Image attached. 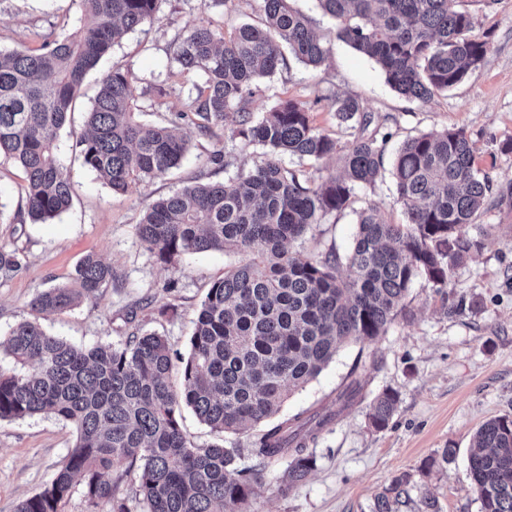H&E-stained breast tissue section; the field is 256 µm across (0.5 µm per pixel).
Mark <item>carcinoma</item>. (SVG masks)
<instances>
[{"mask_svg": "<svg viewBox=\"0 0 512 512\" xmlns=\"http://www.w3.org/2000/svg\"><path fill=\"white\" fill-rule=\"evenodd\" d=\"M88 24L62 30L40 47L0 50V158L24 174L16 216L52 220L72 204L58 153V132L86 76L122 37L152 22L157 0H80ZM334 21L336 38L374 60L398 94L426 103L461 83L486 53L472 16L456 0H316ZM264 26L242 24L230 35L210 25L177 35L169 48L171 75H197L189 112L169 126L136 120L133 73L113 69L100 88L86 129L76 140L85 166L115 191L128 192L179 166L186 141L174 132L191 121L203 134L235 115L231 134L264 149L263 159L222 183L185 186L161 198L136 225L156 261L189 253L241 255L200 304L182 381H169L166 337L132 333L124 343L77 346L43 329L38 316L64 312L112 280V267L92 254L71 281L37 293V317L0 336L18 368L0 370V420L51 414L71 424L76 440L53 480L20 502L16 512H60L76 487L107 512H132L117 488L138 471L141 512H248L260 472L239 465L241 449L197 447L186 437L181 405L217 432L264 426L252 454L289 457L288 490L316 467L305 437L289 421L274 422L287 399L315 379L349 343L374 341L398 315L412 284L423 278L448 287L451 271L482 247L467 227L496 186L476 167L462 129L409 139L392 160L406 222L393 224L358 192L384 168L387 138L361 136L343 151L315 126L304 103L288 99L256 119L246 104L256 78L284 62L283 47L320 67L330 42L312 32L288 0H258ZM342 124L365 130L369 120L353 96L331 102ZM342 154V170L319 184L282 162V155L318 162ZM352 210L357 232L345 257L300 258L288 245L333 212ZM16 250L0 246V277L17 271ZM347 267L348 275L341 273ZM399 403L386 390L369 404L373 428L385 429ZM468 459L481 512H512V418L486 421ZM406 481L378 497L374 512H400Z\"/></svg>", "mask_w": 512, "mask_h": 512, "instance_id": "obj_1", "label": "carcinoma"}]
</instances>
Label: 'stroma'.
<instances>
[{
	"instance_id": "obj_1",
	"label": "stroma",
	"mask_w": 512,
	"mask_h": 512,
	"mask_svg": "<svg viewBox=\"0 0 512 512\" xmlns=\"http://www.w3.org/2000/svg\"><path fill=\"white\" fill-rule=\"evenodd\" d=\"M309 17L314 30L331 39L320 68L287 57L269 76L258 78L247 108L254 115L281 100L296 99L309 108L315 125L348 148L357 130L340 126L330 108L334 97H357L371 117L370 131L388 134L386 157L411 138L447 128L464 129L474 142L479 168L492 172L497 189L486 199L468 232L483 246L452 270L447 288L420 279L400 301V312L385 335L342 347L327 367L285 402L281 414L331 415V422L307 443L316 468L289 490H282L285 459L259 460L250 449L259 432L248 426L217 433L184 410V428L199 447L214 443L242 449L241 466L262 477L251 512H373L375 499L395 479L407 478L410 501L403 512H480L468 473L472 438L489 419L512 416V0L485 10L480 0H457L469 12L474 32L487 41L482 62L466 78L422 103L402 97L386 83L378 65L333 39L332 23L315 0H291ZM79 0H0V49L36 47L62 25H76ZM212 22L232 31L243 23L262 24L257 0H159L150 25L126 34L86 78L71 115L58 136L59 155L72 190L71 209L44 223L14 222L23 174L0 162V244L15 249L20 269L0 279V334L30 318V302L45 289L67 283L86 255L110 264L114 278L98 296L62 314L40 316L43 328L77 345L117 343L141 329L165 336L174 353L186 355L200 304L211 285L223 278L236 258L221 252L186 255L162 265L139 240L135 226L158 199L194 180L219 182L261 160V147L247 146L229 129L202 134L180 122L188 142L180 168L148 181L136 191L112 190L83 165L74 150L102 76L115 67L132 69L137 117L150 125L168 124L187 110L193 79L170 74L168 46L196 25ZM167 90L156 100L155 87ZM223 150L224 165L209 157ZM359 206H374L393 223L404 220L391 170L361 189ZM357 232L356 216L346 210L310 226L291 249L305 257L345 254ZM363 386L360 398L343 408L338 393L351 381ZM400 402L386 429L372 428L367 407L385 390ZM75 432L53 415L0 421V512L40 492L51 482ZM453 449L440 461L442 449Z\"/></svg>"
}]
</instances>
